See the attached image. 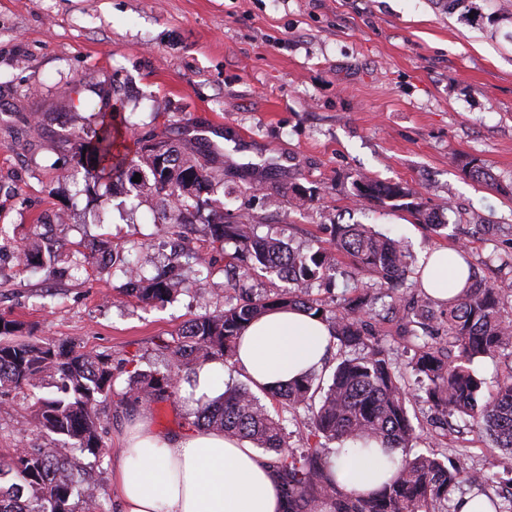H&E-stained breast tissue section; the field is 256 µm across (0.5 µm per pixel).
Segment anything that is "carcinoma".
<instances>
[{"label": "carcinoma", "instance_id": "cac0c4a2", "mask_svg": "<svg viewBox=\"0 0 512 512\" xmlns=\"http://www.w3.org/2000/svg\"><path fill=\"white\" fill-rule=\"evenodd\" d=\"M117 114L115 107L109 120L102 112L91 114L85 135L77 137L74 150L84 159V181L96 183L107 176L155 196L167 224H187L193 212L210 209L212 240L237 243L238 251L228 255L229 266L242 269L227 280L223 310L190 320L171 339L161 341L159 348L168 356L165 370L137 369L130 375L126 400L147 404L175 395L181 381L190 380L189 371L216 357L231 361L237 339L253 319L274 308L302 309L327 323L341 358L328 379L323 372L312 371L268 391L292 420L299 411L306 413L305 430L298 432L301 452L288 444L291 433L283 419L246 385L231 386L206 402L189 425L219 429L277 452L287 512H459L453 491L467 483L483 492L492 478L449 466L433 452L410 454L419 438L408 412L410 397L391 348L369 323L377 316L383 321L397 319L414 347L406 367L420 383V402L443 416L427 436L436 440L445 434L453 426V416L468 420L503 450V472L511 475L512 486V317L504 315L505 302L512 301V252L488 258L489 277L469 267L468 287L437 305L419 280L409 281L413 271L401 242L365 224H334L327 244L303 250L258 235L252 224L224 221V213L213 209L212 200L205 197L213 180L207 164L164 141L144 144L129 156L127 146L118 140ZM137 173L141 181L134 182ZM353 186L355 196L390 202L437 234L447 228L431 219L419 202V191L408 184L358 175ZM288 191L299 205L319 196L316 187L295 185ZM61 247V241L45 239L41 247L23 251V264L36 262L51 271ZM102 250L109 267L126 279V295L147 303L170 299L174 273L148 277L144 270L127 265L111 245ZM340 256L350 258L373 282L355 286L340 304L311 300L314 283L335 278ZM258 272L274 274L295 288L274 298L254 293L241 280ZM379 303L384 316L377 310ZM13 331L12 323L0 324V400L52 379L57 395L35 396L30 405L36 425L64 446L97 455L105 433L101 407L112 398L109 356L80 352L68 343L13 340L8 338ZM477 358L507 362L506 374L495 388L472 368ZM347 441L364 450L378 441L387 456L400 452L397 472L371 494L347 493L328 468L333 453L329 445ZM8 476L13 482L6 489L0 487V512H107L96 480L60 448L0 455V483Z\"/></svg>", "mask_w": 512, "mask_h": 512}]
</instances>
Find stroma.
I'll return each mask as SVG.
<instances>
[{"label": "stroma", "mask_w": 512, "mask_h": 512, "mask_svg": "<svg viewBox=\"0 0 512 512\" xmlns=\"http://www.w3.org/2000/svg\"><path fill=\"white\" fill-rule=\"evenodd\" d=\"M476 2L482 18L471 25L438 0H0V319L15 338L110 356L104 446L71 451L107 512H119L110 458L135 411L121 400L129 376L163 368L160 339L223 309L234 247L212 241L205 216L174 228L154 196L76 176L73 143L88 116L120 105L137 135L206 160L212 199L259 235L308 247L330 225L368 224L401 240L413 265L462 245L479 268L492 250L512 249V0ZM471 158L496 186L463 170ZM359 173L418 188L461 235L356 198ZM294 184L318 187L319 200L296 206ZM479 224L505 231L488 239ZM37 233L63 241L56 275L20 260ZM104 242L150 275L177 266V293L152 305L124 295L119 277L89 261ZM190 252L209 263L205 283ZM49 393L44 385L0 403V454L48 443L29 406ZM195 407L183 387L147 411L173 431ZM433 449L469 471L501 470V450L474 428Z\"/></svg>", "instance_id": "35a3bbf8"}]
</instances>
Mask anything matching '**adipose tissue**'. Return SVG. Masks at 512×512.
<instances>
[{"instance_id": "obj_1", "label": "adipose tissue", "mask_w": 512, "mask_h": 512, "mask_svg": "<svg viewBox=\"0 0 512 512\" xmlns=\"http://www.w3.org/2000/svg\"><path fill=\"white\" fill-rule=\"evenodd\" d=\"M467 268L455 250L430 253L426 291L439 300L462 290ZM326 323L299 310L269 311L243 331L234 368L256 389L288 383L327 359ZM111 461L121 512H284L276 473L257 448L223 431H157L147 415L123 427ZM330 466L347 492L379 488L396 465L380 454L344 446Z\"/></svg>"}]
</instances>
